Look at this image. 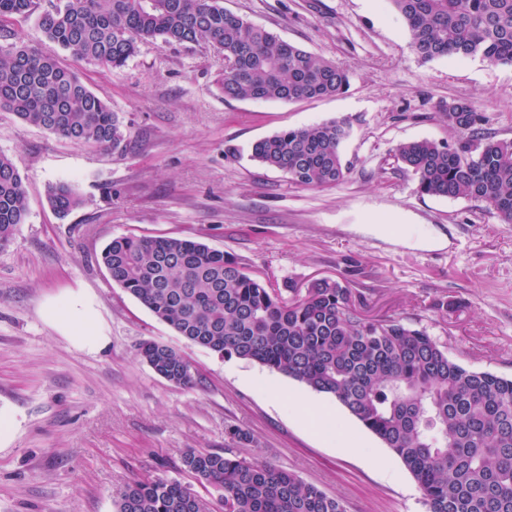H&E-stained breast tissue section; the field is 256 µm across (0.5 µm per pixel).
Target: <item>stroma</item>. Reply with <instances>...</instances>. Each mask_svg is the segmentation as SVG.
Returning a JSON list of instances; mask_svg holds the SVG:
<instances>
[{"mask_svg": "<svg viewBox=\"0 0 512 512\" xmlns=\"http://www.w3.org/2000/svg\"><path fill=\"white\" fill-rule=\"evenodd\" d=\"M0 28V45L56 56L118 112L126 150L74 143L0 111V153L24 179L28 214L0 249V512H115L127 482H190L187 448L268 461L343 500L346 512H427L399 459L334 397L256 362L187 343L112 281L100 261L119 236L200 240L240 259L273 288L349 283L363 315L425 329L477 371L512 378V224L486 203L419 195L394 156L402 142L454 137L443 112L464 101L512 140V66L478 57L418 61L387 0H224L225 8L343 68L347 90L283 102L225 98L224 59L209 45L147 42L118 70L73 58L46 40L38 12ZM347 119L339 185L310 189L252 158L260 139ZM82 203L59 217L50 185ZM359 224H413L448 236L442 248L390 245ZM86 296L109 338L74 346L43 314ZM178 349L194 382L177 386L139 356L142 342ZM330 413L334 434L306 428L302 407ZM239 427L249 438L230 439ZM355 436L362 453L337 447ZM389 457L385 474L368 457Z\"/></svg>", "mask_w": 512, "mask_h": 512, "instance_id": "stroma-1", "label": "stroma"}]
</instances>
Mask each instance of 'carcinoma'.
Wrapping results in <instances>:
<instances>
[{"instance_id": "cac0c4a2", "label": "carcinoma", "mask_w": 512, "mask_h": 512, "mask_svg": "<svg viewBox=\"0 0 512 512\" xmlns=\"http://www.w3.org/2000/svg\"><path fill=\"white\" fill-rule=\"evenodd\" d=\"M423 63L478 56L512 66V0H388ZM34 10V0H0V21ZM44 37L76 59L118 70L140 44L205 43L224 55V97L297 102L348 86L335 63L287 42L224 7V0H66L38 20ZM0 109L79 144L117 150L126 135L116 112L71 70L28 45L0 47ZM452 142L396 147L421 195L488 204L512 224V141L496 138L469 104L448 105ZM345 119L288 129L257 141L252 157L306 188L342 183ZM65 216L81 204L72 186L48 188ZM28 211L23 178L0 154V247ZM112 281L185 341L221 357L282 372L333 396L403 463L429 512H512V378L471 370L425 330L395 318L363 316L352 289L320 279L288 296L246 272L233 256L190 239L118 237L103 249ZM156 374L193 381L180 351L144 342ZM186 472L216 494L217 512H346L342 501L271 462L226 452H183ZM117 512H201L191 485L155 477L127 483Z\"/></svg>"}]
</instances>
